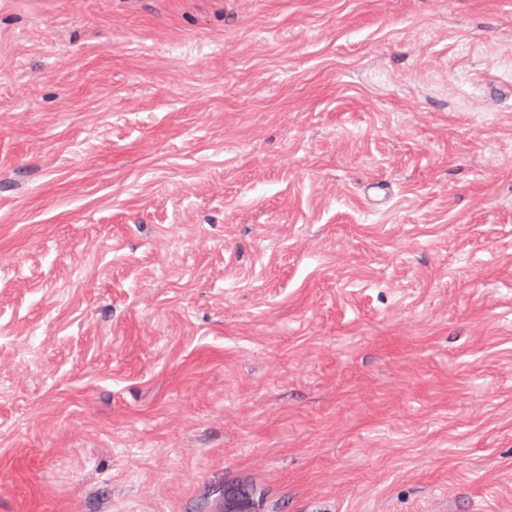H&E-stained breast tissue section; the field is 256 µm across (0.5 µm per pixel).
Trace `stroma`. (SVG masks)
Wrapping results in <instances>:
<instances>
[{
  "instance_id": "stroma-1",
  "label": "stroma",
  "mask_w": 512,
  "mask_h": 512,
  "mask_svg": "<svg viewBox=\"0 0 512 512\" xmlns=\"http://www.w3.org/2000/svg\"><path fill=\"white\" fill-rule=\"evenodd\" d=\"M239 480L512 512V0H0V512Z\"/></svg>"
}]
</instances>
